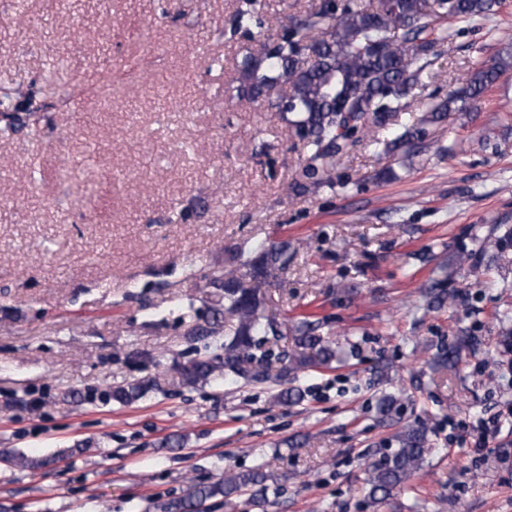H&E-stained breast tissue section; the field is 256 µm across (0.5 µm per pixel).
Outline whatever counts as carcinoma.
I'll return each instance as SVG.
<instances>
[{
	"label": "carcinoma",
	"instance_id": "carcinoma-1",
	"mask_svg": "<svg viewBox=\"0 0 512 512\" xmlns=\"http://www.w3.org/2000/svg\"><path fill=\"white\" fill-rule=\"evenodd\" d=\"M497 0H375L365 6L359 0H325L319 7L294 18L278 30L265 27L258 13L260 0H242L235 14L237 27L256 24L267 28L261 50L245 57L240 71L241 91L252 100L266 101L296 114L291 122L307 158L300 177L318 182L330 180V169L346 141L361 132L369 145L381 144L379 131L424 88L423 76L448 44V25L469 22L493 13ZM512 68V50L506 48L492 62L469 74L465 82L432 109L433 118L476 103L497 79ZM16 90L3 93L0 117L3 132L27 126L30 113L13 110ZM64 180H76L75 197L89 207L96 193L94 183L79 179L75 170L63 172ZM246 271L231 268L213 276L208 287L220 292L211 307L213 317L189 333L190 341L204 343L216 337L221 321H232L231 333L217 346L218 352L198 355L181 367L182 384L195 386L227 376L255 382L269 378L272 352L269 338H278L274 318L264 313V284L277 280L288 267V243L261 245L243 263ZM322 325L303 319L294 327L299 352L283 351L289 372L329 366L336 360L334 343L321 336ZM471 339L438 351L437 362L452 367ZM155 386V381H136L112 390V400L129 403ZM428 429L409 426L395 436L397 447L372 464L368 497L386 502L397 489L409 484L421 468L429 449ZM268 476L259 469L227 471L224 478L202 484L184 498H174L165 512H199L217 496L228 498L252 491L254 505L267 502Z\"/></svg>",
	"mask_w": 512,
	"mask_h": 512
}]
</instances>
